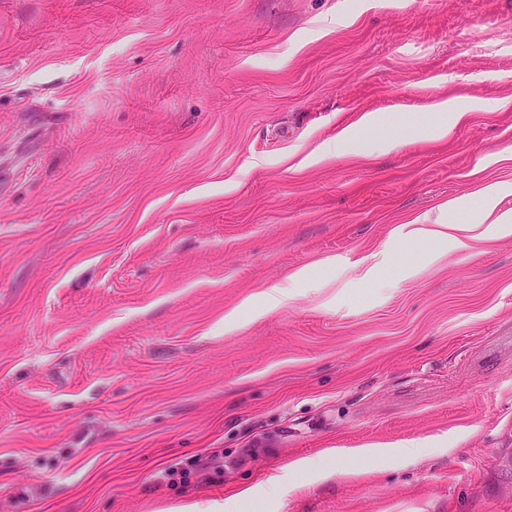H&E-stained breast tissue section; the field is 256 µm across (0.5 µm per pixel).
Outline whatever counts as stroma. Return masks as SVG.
Here are the masks:
<instances>
[{"label":"stroma","mask_w":512,"mask_h":512,"mask_svg":"<svg viewBox=\"0 0 512 512\" xmlns=\"http://www.w3.org/2000/svg\"><path fill=\"white\" fill-rule=\"evenodd\" d=\"M490 186L512 0H0V512H512V232L405 236ZM434 112H452V122L450 127H453L467 118L470 114L468 107L463 103L462 98H449L433 103L429 106ZM455 207V204L442 206L437 217L434 219L430 218L428 215L418 218L414 224H429L431 227L428 229H416L414 230V233L431 239L446 241L449 239L452 246L458 250H468L471 248V243L474 241L485 239L487 237V230H480L481 225L479 224H484L481 218L474 221V225H469V227L464 229L467 233L473 234L458 237L457 235L447 232V230L450 231L455 228L454 225H452L454 222L450 221L448 218V213Z\"/></svg>","instance_id":"obj_1"}]
</instances>
